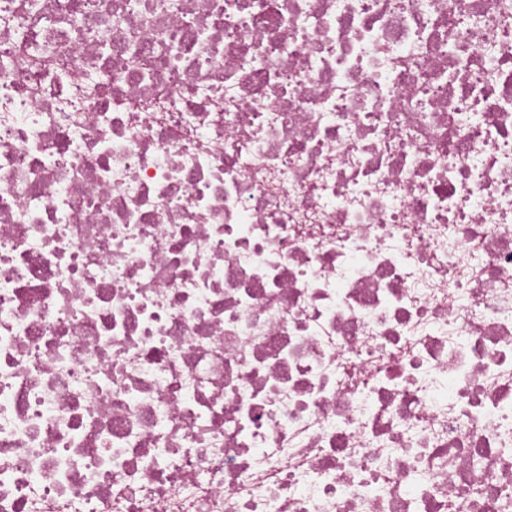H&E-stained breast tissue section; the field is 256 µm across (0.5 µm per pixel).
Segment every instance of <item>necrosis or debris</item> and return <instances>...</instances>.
I'll list each match as a JSON object with an SVG mask.
<instances>
[{
	"label": "necrosis or debris",
	"instance_id": "obj_1",
	"mask_svg": "<svg viewBox=\"0 0 512 512\" xmlns=\"http://www.w3.org/2000/svg\"><path fill=\"white\" fill-rule=\"evenodd\" d=\"M0 512H512V0H0Z\"/></svg>",
	"mask_w": 512,
	"mask_h": 512
}]
</instances>
